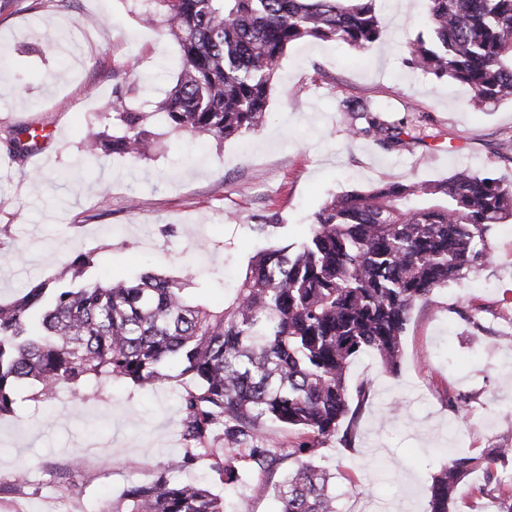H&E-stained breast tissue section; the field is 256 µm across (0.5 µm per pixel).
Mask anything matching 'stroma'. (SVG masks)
Returning <instances> with one entry per match:
<instances>
[{
  "label": "stroma",
  "mask_w": 512,
  "mask_h": 512,
  "mask_svg": "<svg viewBox=\"0 0 512 512\" xmlns=\"http://www.w3.org/2000/svg\"><path fill=\"white\" fill-rule=\"evenodd\" d=\"M384 34L367 51L303 39L282 55L262 127L224 141L179 137L161 116L150 159H84L81 142L112 131L100 113L114 75L127 104L162 101L180 57L134 0H0V301L94 253L91 279L191 268L202 302L224 304L254 253L301 242L334 194L448 177L458 169L512 179V104L482 109L456 81L409 67L405 45L426 35L425 0H376ZM368 98L394 118L416 113L423 144L386 149L352 137L339 103ZM56 131L45 158L12 157L10 128ZM480 270L412 308L399 374L372 353L348 383L370 385L351 443L325 439L317 462L334 475L340 512H425L431 477L449 449L512 448V222L492 225ZM180 382H91L51 404L17 389L0 417V512H102L133 482L154 478L184 445ZM462 397L459 409L448 400ZM296 465L283 457L242 487L214 482L209 460L182 479L210 482L225 512H276L273 488ZM25 484H16L19 469Z\"/></svg>",
  "instance_id": "35a3bbf8"
}]
</instances>
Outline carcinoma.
Instances as JSON below:
<instances>
[{
    "label": "carcinoma",
    "mask_w": 512,
    "mask_h": 512,
    "mask_svg": "<svg viewBox=\"0 0 512 512\" xmlns=\"http://www.w3.org/2000/svg\"><path fill=\"white\" fill-rule=\"evenodd\" d=\"M180 48L179 75L160 104L176 133L217 139L257 131L288 45L311 37L364 50L381 39L375 0H151ZM428 38L407 45V62L472 92L480 107L512 103V0H427ZM131 84L115 78L112 136L84 152L146 159L155 141L145 113L126 108ZM355 137L387 149L423 141L406 118L371 99L343 103ZM512 219V180L466 171L424 182L386 183L334 195L315 213L300 246L254 254L229 304L198 300L189 275L145 271L133 278L85 277L95 255H79L60 276L0 302V416L14 413L18 385L50 402L87 381L137 386L187 379L181 398V458L153 480L127 486L111 512H224L203 484L172 476L201 456L215 458L224 485L273 472L281 453L260 435L264 420L296 433L298 466L274 486L278 512H339L331 475L313 463L323 440L354 435L369 393L348 384L354 360L377 355L398 372L412 307L460 281L488 256V232ZM224 427L225 447L213 445ZM509 449L476 458L448 454L433 477L427 512H451L459 486L481 469L512 512V483L492 465Z\"/></svg>",
    "instance_id": "carcinoma-1"
}]
</instances>
